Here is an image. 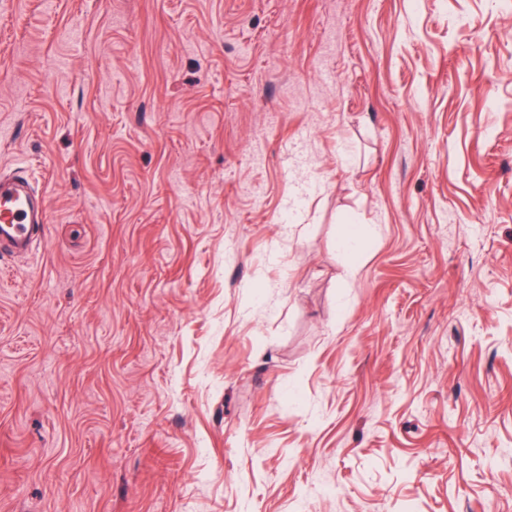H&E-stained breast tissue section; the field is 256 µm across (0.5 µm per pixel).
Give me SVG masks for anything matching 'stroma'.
<instances>
[{
  "label": "stroma",
  "mask_w": 512,
  "mask_h": 512,
  "mask_svg": "<svg viewBox=\"0 0 512 512\" xmlns=\"http://www.w3.org/2000/svg\"><path fill=\"white\" fill-rule=\"evenodd\" d=\"M15 168L0 512H512V0H0ZM47 210L27 177L0 176V250L31 253L44 235Z\"/></svg>",
  "instance_id": "obj_1"
}]
</instances>
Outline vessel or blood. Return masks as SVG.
Here are the masks:
<instances>
[{"instance_id":"obj_1","label":"vessel or blood","mask_w":512,"mask_h":512,"mask_svg":"<svg viewBox=\"0 0 512 512\" xmlns=\"http://www.w3.org/2000/svg\"><path fill=\"white\" fill-rule=\"evenodd\" d=\"M47 211L26 177L0 176V250L13 255L31 253L45 231Z\"/></svg>"}]
</instances>
